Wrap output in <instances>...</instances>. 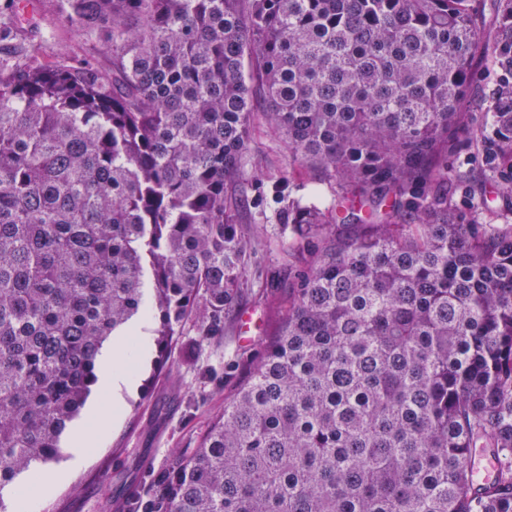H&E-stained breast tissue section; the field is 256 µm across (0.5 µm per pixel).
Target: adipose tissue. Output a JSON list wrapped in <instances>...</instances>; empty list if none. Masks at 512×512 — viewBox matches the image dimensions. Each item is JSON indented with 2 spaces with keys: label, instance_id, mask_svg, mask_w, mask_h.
Returning <instances> with one entry per match:
<instances>
[{
  "label": "adipose tissue",
  "instance_id": "adipose-tissue-1",
  "mask_svg": "<svg viewBox=\"0 0 512 512\" xmlns=\"http://www.w3.org/2000/svg\"><path fill=\"white\" fill-rule=\"evenodd\" d=\"M149 345V336L139 330L130 338L116 337L111 346L102 349L96 361L98 386L104 393L112 395L113 400L100 403L91 411L92 427L75 431V447L87 448L102 440L111 421L118 416L122 391L135 385L137 363L147 353Z\"/></svg>",
  "mask_w": 512,
  "mask_h": 512
}]
</instances>
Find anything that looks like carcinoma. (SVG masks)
<instances>
[{
    "label": "carcinoma",
    "mask_w": 512,
    "mask_h": 512,
    "mask_svg": "<svg viewBox=\"0 0 512 512\" xmlns=\"http://www.w3.org/2000/svg\"><path fill=\"white\" fill-rule=\"evenodd\" d=\"M57 0L112 66L0 61V512L151 317L159 366L195 310L216 336L247 286L241 161L262 112L289 164L306 270L262 356L125 512H512V209L471 212L461 132L512 197V0ZM497 88L461 111L475 64ZM499 460L475 484L469 451Z\"/></svg>",
    "instance_id": "carcinoma-1"
}]
</instances>
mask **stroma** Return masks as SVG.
<instances>
[{"mask_svg": "<svg viewBox=\"0 0 512 512\" xmlns=\"http://www.w3.org/2000/svg\"><path fill=\"white\" fill-rule=\"evenodd\" d=\"M0 25L13 32L15 49L50 61L59 48L79 59L108 64L106 42L98 35L78 32L59 16L56 0H0ZM242 188L248 203L239 226L249 236L248 289L224 316V330L202 336L201 319L193 315L179 327L167 353L164 372L154 359L137 372V386L124 397L121 419L109 428L96 447L77 452L61 440L58 469L64 479L51 491L40 493L32 512H123L124 494L144 470L159 473L176 460L191 455L210 421L224 408L240 378L262 354L288 305L306 257L284 250L289 235L279 219L278 192L308 200L318 196L329 204L334 188L318 172L293 169L288 163L284 136L265 119H256L249 132L241 165ZM255 314L257 327L249 342H242L238 319Z\"/></svg>", "mask_w": 512, "mask_h": 512, "instance_id": "1", "label": "stroma"}]
</instances>
